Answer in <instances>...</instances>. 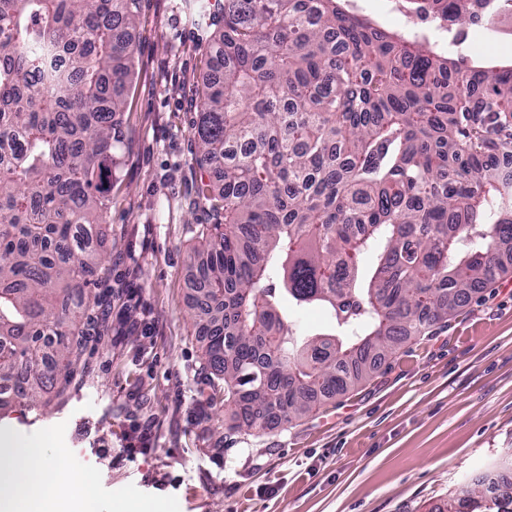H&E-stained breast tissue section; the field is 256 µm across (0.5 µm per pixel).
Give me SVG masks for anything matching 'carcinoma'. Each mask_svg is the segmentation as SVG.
I'll return each instance as SVG.
<instances>
[{"mask_svg": "<svg viewBox=\"0 0 512 512\" xmlns=\"http://www.w3.org/2000/svg\"><path fill=\"white\" fill-rule=\"evenodd\" d=\"M433 2L470 23L472 0ZM138 8L0 0V389L20 403L78 375ZM213 22L195 326L240 410L228 429L262 431L361 384L504 272L512 67L451 60L339 0H222ZM311 306L338 331L299 336L287 308Z\"/></svg>", "mask_w": 512, "mask_h": 512, "instance_id": "carcinoma-1", "label": "carcinoma"}]
</instances>
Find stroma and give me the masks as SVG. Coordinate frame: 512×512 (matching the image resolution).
<instances>
[{"label":"stroma","mask_w":512,"mask_h":512,"mask_svg":"<svg viewBox=\"0 0 512 512\" xmlns=\"http://www.w3.org/2000/svg\"><path fill=\"white\" fill-rule=\"evenodd\" d=\"M210 0H140L108 262L84 371L61 401L0 410L100 476L101 512H437L512 453V258L429 335L308 416L232 432L195 334L191 125Z\"/></svg>","instance_id":"1"}]
</instances>
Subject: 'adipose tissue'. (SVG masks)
<instances>
[{
	"instance_id": "1",
	"label": "adipose tissue",
	"mask_w": 512,
	"mask_h": 512,
	"mask_svg": "<svg viewBox=\"0 0 512 512\" xmlns=\"http://www.w3.org/2000/svg\"><path fill=\"white\" fill-rule=\"evenodd\" d=\"M91 470L72 472L43 445L0 428V512H97Z\"/></svg>"
}]
</instances>
